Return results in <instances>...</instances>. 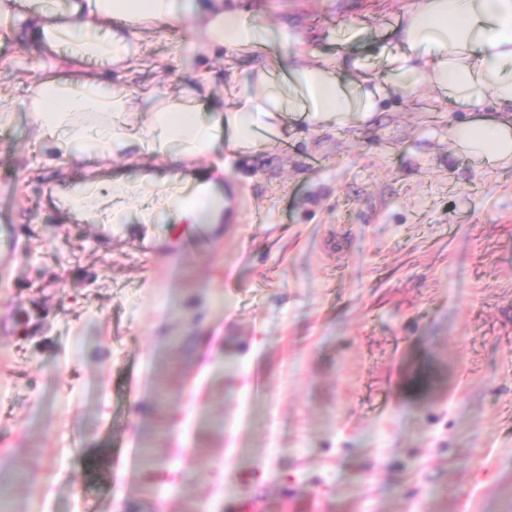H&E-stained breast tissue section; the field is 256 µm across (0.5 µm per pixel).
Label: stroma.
<instances>
[{"instance_id": "stroma-1", "label": "stroma", "mask_w": 512, "mask_h": 512, "mask_svg": "<svg viewBox=\"0 0 512 512\" xmlns=\"http://www.w3.org/2000/svg\"><path fill=\"white\" fill-rule=\"evenodd\" d=\"M408 0H233L381 74ZM363 34L347 39L349 22ZM148 30L122 80L142 109L213 74L226 105L265 56L172 61ZM29 37L0 90L37 82ZM427 88L371 118L289 122L194 169L231 202L207 244L155 198L152 223L75 219L58 189L137 177L0 124V488L12 512H512V167L457 152L467 120Z\"/></svg>"}]
</instances>
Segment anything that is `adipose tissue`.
<instances>
[{"mask_svg":"<svg viewBox=\"0 0 512 512\" xmlns=\"http://www.w3.org/2000/svg\"><path fill=\"white\" fill-rule=\"evenodd\" d=\"M191 21L201 31L176 45L175 54L207 60L226 50L266 55L277 48L288 58L284 82L260 67L247 77L251 91L238 93L226 110L205 113L195 88L157 102L139 130L105 122L106 113L137 111L134 97L99 76L75 77L74 68L88 58L129 68L144 26L176 29ZM22 32L48 52L67 46L68 62L48 63L39 82L0 92V114L27 100L38 139L59 154L103 159L129 150L152 153L166 162L163 177L170 183L178 179L174 164L208 155L221 137L234 149L252 150L261 143L260 132L281 134L285 114L333 127L353 114L371 117L392 94L420 85L447 98L452 111L473 113L490 105L512 113V0H414L395 30L404 50L387 57L381 76L320 55L301 35L263 17L244 22L238 11L225 9L224 0H70L61 15L29 7L26 0H0V43ZM451 138L460 152L512 166V120L464 122ZM154 180L151 173L135 181L114 177L106 188L112 209H84L86 221L104 224L109 212L132 210L142 223H152L140 186ZM169 205L175 221L191 224L219 223L223 211L209 185L194 199Z\"/></svg>","mask_w":512,"mask_h":512,"instance_id":"obj_1","label":"adipose tissue"}]
</instances>
